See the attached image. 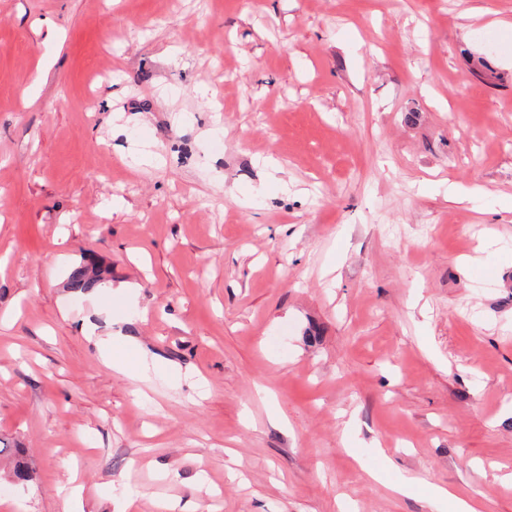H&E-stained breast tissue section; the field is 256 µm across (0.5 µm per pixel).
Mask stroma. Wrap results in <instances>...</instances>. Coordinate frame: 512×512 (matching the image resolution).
I'll use <instances>...</instances> for the list:
<instances>
[{"label": "stroma", "mask_w": 512, "mask_h": 512, "mask_svg": "<svg viewBox=\"0 0 512 512\" xmlns=\"http://www.w3.org/2000/svg\"><path fill=\"white\" fill-rule=\"evenodd\" d=\"M0 438V512H512V0H0ZM102 277L96 274L88 265L75 267L69 274V288L73 292L85 293L102 284ZM431 497L434 504L437 505L436 512H445V509H449L451 512H485L483 500L460 498L447 487L433 486Z\"/></svg>", "instance_id": "stroma-1"}]
</instances>
